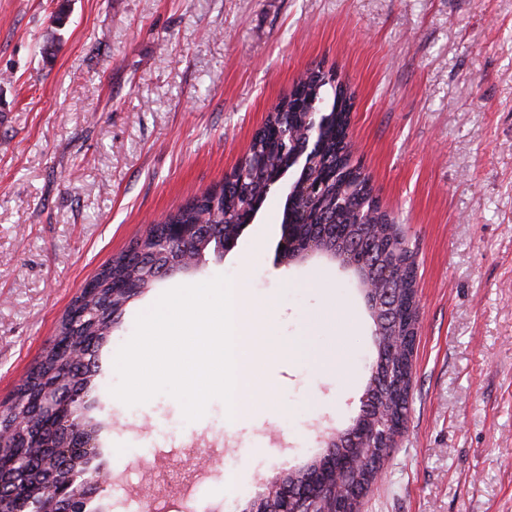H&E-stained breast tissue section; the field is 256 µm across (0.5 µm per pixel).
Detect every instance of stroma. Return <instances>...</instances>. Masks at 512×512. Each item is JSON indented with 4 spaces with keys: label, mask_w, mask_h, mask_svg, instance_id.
<instances>
[{
    "label": "stroma",
    "mask_w": 512,
    "mask_h": 512,
    "mask_svg": "<svg viewBox=\"0 0 512 512\" xmlns=\"http://www.w3.org/2000/svg\"><path fill=\"white\" fill-rule=\"evenodd\" d=\"M317 65L354 91L356 158L417 262L407 421L360 510L512 512V0H0V409L82 286L220 185ZM284 203L275 188L222 259L131 300L99 348L88 414L113 496L245 512L357 415L372 319L339 263L283 260ZM219 274L279 297L264 333L299 353L260 359L286 416L230 428L218 399L189 422L166 394L114 398L137 316ZM329 343L349 365L322 363Z\"/></svg>",
    "instance_id": "obj_1"
}]
</instances>
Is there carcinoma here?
I'll list each match as a JSON object with an SVG mask.
<instances>
[{"label":"carcinoma","mask_w":512,"mask_h":512,"mask_svg":"<svg viewBox=\"0 0 512 512\" xmlns=\"http://www.w3.org/2000/svg\"><path fill=\"white\" fill-rule=\"evenodd\" d=\"M352 93L336 81L332 72L310 69L292 86L290 94L283 96L269 112L264 125L255 133L249 147L250 156L261 155V166L245 164L232 177L225 178L220 189H211L197 204H186L162 218L163 224H222L227 232H238L249 218L256 216L259 206L269 191L287 172L294 171L288 183V194L282 223L291 226L292 233L306 237L316 224L336 225V244L356 239L362 243L359 255L375 253L383 261L395 266L399 273L400 288L396 299L403 311L401 320L388 327L380 341L395 340L404 349L384 356V362L374 364L367 387L379 380L389 379L390 391L380 404L384 412L378 418L358 417L356 425L376 433L363 455L365 462L346 475V482L356 487L370 485L375 477L376 461L381 459L385 435L402 430L408 411L410 392L414 383L413 354L415 337L412 328L418 311L416 299V269L413 252L400 236L398 224L381 210L368 179L360 169L353 167L346 156L340 155L341 145L349 133ZM287 127L295 139H281L279 130ZM314 144L307 159L290 160V156L303 148L304 137ZM317 185L312 195L300 191L303 183ZM141 247L167 252L177 257L173 246L165 242L159 225H153L136 241ZM159 278V269L139 266L122 254L105 265L96 275L100 291L91 297L78 298L81 315L75 319L65 317L56 337L59 344L51 346L40 362L29 372L17 388L14 402L0 412L3 420L16 424V434L38 435L52 440L50 425L35 416L26 407L33 398L53 399L63 388L81 378L91 381L95 365L92 356L85 361L72 359L69 348L83 337L107 340L112 334V319L106 309L122 308L126 298L112 288L116 280L132 279L151 287ZM39 453L36 470L28 476L27 490L41 494L46 489L47 476L54 467L52 450L38 447L17 448L12 440L0 444V460L9 462L21 453Z\"/></svg>","instance_id":"1"}]
</instances>
